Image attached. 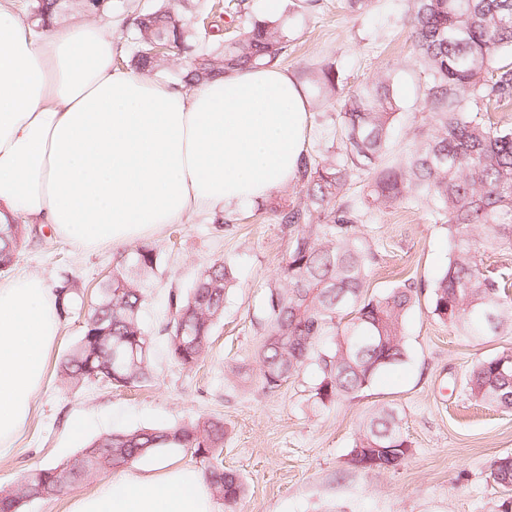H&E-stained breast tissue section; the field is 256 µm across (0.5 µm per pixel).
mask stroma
I'll list each match as a JSON object with an SVG mask.
<instances>
[{"label": "stroma", "instance_id": "1", "mask_svg": "<svg viewBox=\"0 0 512 512\" xmlns=\"http://www.w3.org/2000/svg\"><path fill=\"white\" fill-rule=\"evenodd\" d=\"M161 2L105 0L117 57L126 54L125 33L138 14ZM274 10L292 39L277 66L304 82L311 104L304 151L318 152L341 136L339 96L324 99L306 82L309 72L326 65L339 71L347 90L392 74L402 106L393 141L407 144L426 114L424 78L404 24L407 0H373L355 12L346 0H319L312 11L302 0H278ZM272 207L268 198L198 211L147 237V244L161 251L142 309L153 338V369L150 381L135 390L102 384L72 390L57 374L82 334L97 284L123 251L83 249L57 236L50 225H38L0 280L37 275L54 288L68 285L76 302L60 320L32 413L11 451L0 458V489L33 469L76 458L85 440L102 433L218 417L224 421V466L246 484L238 512H498L512 494L489 479L488 467L494 459L512 457V413L476 405L466 380L478 360L512 352V335L489 341L456 332L433 316L425 292L405 319L403 362L364 393L328 409L313 408L309 397L318 372L312 365L280 388L264 389L254 367L260 342L256 321L288 253V238ZM362 231L377 254L371 292L408 277L432 285L448 265V227L429 208L377 214ZM224 257L233 262L236 286L208 356L194 369L182 368L169 356L162 331L169 294L187 291L203 266ZM244 363L251 367L249 376L234 375V367ZM380 404L398 409L413 453L390 470L351 468L347 456L359 425Z\"/></svg>", "mask_w": 512, "mask_h": 512}]
</instances>
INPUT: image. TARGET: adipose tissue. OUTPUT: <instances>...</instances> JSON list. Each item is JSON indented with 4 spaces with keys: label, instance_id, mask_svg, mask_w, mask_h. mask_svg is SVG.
<instances>
[{
    "label": "adipose tissue",
    "instance_id": "1",
    "mask_svg": "<svg viewBox=\"0 0 512 512\" xmlns=\"http://www.w3.org/2000/svg\"><path fill=\"white\" fill-rule=\"evenodd\" d=\"M303 87L248 68L188 91L119 70L111 25L32 31L0 0V223L48 224L78 247H125L198 210L267 197L294 177ZM41 278L0 282V455L26 422L58 332ZM72 512H215L204 474L124 475Z\"/></svg>",
    "mask_w": 512,
    "mask_h": 512
}]
</instances>
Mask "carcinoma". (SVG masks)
<instances>
[{
    "mask_svg": "<svg viewBox=\"0 0 512 512\" xmlns=\"http://www.w3.org/2000/svg\"><path fill=\"white\" fill-rule=\"evenodd\" d=\"M61 0H33L32 23L57 10ZM208 14L185 24L173 8L136 17L126 30L131 62L148 74L168 69L172 53H149L155 44L188 54L178 84L191 88L235 68L271 66L287 51L289 35L278 18L249 20L221 48L199 42ZM404 21L415 62L424 75L427 115L410 142H391L399 100L391 74L351 91L339 112V147L316 159L300 158L298 197L279 199L274 213L288 236V256L270 284L267 308L257 326L256 359L264 388L274 390L305 364H318L313 405L326 409L369 388L405 356L402 328L424 285L407 278L370 294L368 277L376 255L359 225L406 203L425 205L448 225V266L431 288V313L470 336L512 335V295L477 258L479 240L512 249V127L479 118L463 105L469 96L483 106L512 102V0H409ZM339 73L319 69L324 95L336 92ZM363 178L361 195L350 183ZM28 234L21 224H0V270L10 268ZM160 250L135 247L98 285L93 312L60 365L71 389L87 384L141 387L151 379L152 340L140 320ZM235 281L229 262L203 268L184 294L169 295L171 318L164 331L169 354L192 369L208 355L212 332L224 317V300ZM136 357H131L132 351ZM466 388L476 401L512 411V352L479 361ZM411 444L397 409L381 405L360 424L351 452L404 462ZM163 448H191L204 466L213 496L225 512H237L246 491L240 476L224 468V421L204 418L172 427L140 428L100 435L81 448L73 463L38 468L15 488L0 490V512L21 496L54 498ZM489 478L512 490V464L489 466Z\"/></svg>",
    "mask_w": 512,
    "mask_h": 512,
    "instance_id": "cac0c4a2",
    "label": "carcinoma"
}]
</instances>
